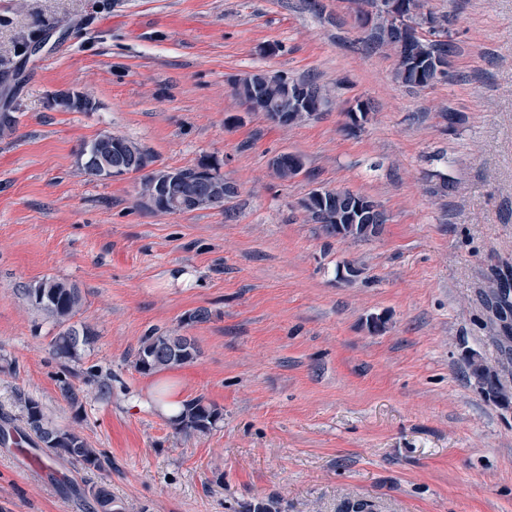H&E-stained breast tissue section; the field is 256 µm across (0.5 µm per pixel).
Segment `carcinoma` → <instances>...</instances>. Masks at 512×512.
<instances>
[{
	"label": "carcinoma",
	"mask_w": 512,
	"mask_h": 512,
	"mask_svg": "<svg viewBox=\"0 0 512 512\" xmlns=\"http://www.w3.org/2000/svg\"><path fill=\"white\" fill-rule=\"evenodd\" d=\"M361 9L357 19L365 25L360 44L368 53H385L395 58V79L409 89H424L431 86L428 74L440 66L445 67L441 79H448V59L458 51L457 42L445 40L452 20L446 15H438L428 7V0H359ZM234 92L250 112L261 109L267 120L274 121L273 113L283 105H288V124L297 125L314 119L329 104L323 87L311 78L299 80L288 77L284 72L268 76L252 74L235 85ZM118 148L121 156H148V153L135 142L119 135L102 133L81 144L78 155L84 169L91 175L100 177L99 156H112V148ZM207 161L174 170H156L143 174L139 182L140 206L144 209L164 213L166 209L156 205L157 181L175 172L179 181L174 192L190 198L201 189L206 180L220 174L210 175L201 171ZM274 174L281 180L299 175L304 162L298 155L281 153L271 160ZM238 189L224 187V201L210 203L198 201L193 210L221 209L229 215L234 210L233 200ZM301 207L307 222L319 226L327 238H334L336 227H342V239L368 241L378 235L387 218L383 210L375 212L357 211V201L342 190L335 194L327 193L320 197L317 191L309 193ZM509 282L501 281L500 276L487 278L484 290L486 306L494 313L496 322L503 321L502 329L495 330V339L504 361L512 365V296L507 294ZM28 303L36 311L62 327L53 340L54 354L66 361L81 360L83 352L95 339L92 329L84 323L74 322L83 306V295L76 285L54 278L43 279L22 288ZM199 355L196 340L185 339L173 331H151L142 337L134 353V368L142 374H153L194 361ZM471 373L484 386L488 394L507 397V386L497 371L490 369L477 357H472ZM82 383L94 388L97 397L108 399L112 394V376L101 375L90 366L83 371ZM63 400L75 411L83 409L85 390L64 379L59 386ZM24 434L45 452L51 460L63 458L88 470L103 471L112 467L107 453L94 448L84 435L73 427L55 423L45 413L42 404L26 396L20 399ZM222 418V413L203 398H195L183 404L179 418L174 420L175 429L191 435H207ZM78 495L92 502L93 512H122L107 485L84 484L76 489Z\"/></svg>",
	"instance_id": "1"
}]
</instances>
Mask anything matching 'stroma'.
Here are the masks:
<instances>
[{
    "label": "stroma",
    "instance_id": "1",
    "mask_svg": "<svg viewBox=\"0 0 512 512\" xmlns=\"http://www.w3.org/2000/svg\"><path fill=\"white\" fill-rule=\"evenodd\" d=\"M321 2L0 0V113L15 126L0 137V425L20 427L29 395L112 458L43 472L0 443V512H92L74 492L88 480L127 512H512V399L468 368L474 353L500 366L479 290L512 262V0H429L455 16L459 51L421 91L363 50L352 0ZM33 39L43 49L24 52ZM255 70L315 77L339 103L273 124L232 88ZM71 93L92 110H60ZM107 132L159 170L216 159L234 218L146 211L138 176L88 175L78 149ZM283 152L304 162L286 181L270 166ZM316 188L369 196L388 221L368 241L325 237L300 206ZM347 262L362 270L349 282ZM44 278L82 290L96 334L65 367L112 376L111 398L78 413L59 390V328L20 293ZM153 330L194 337L199 357L137 372ZM161 383L222 420L178 434L150 402Z\"/></svg>",
    "mask_w": 512,
    "mask_h": 512
}]
</instances>
